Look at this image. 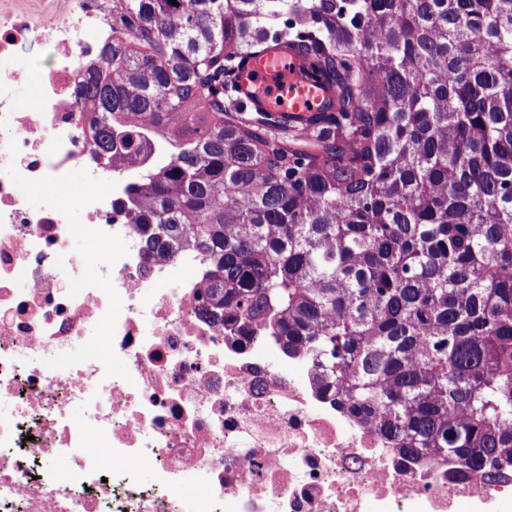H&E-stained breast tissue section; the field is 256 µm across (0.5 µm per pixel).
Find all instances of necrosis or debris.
I'll use <instances>...</instances> for the list:
<instances>
[{"label": "necrosis or debris", "mask_w": 512, "mask_h": 512, "mask_svg": "<svg viewBox=\"0 0 512 512\" xmlns=\"http://www.w3.org/2000/svg\"><path fill=\"white\" fill-rule=\"evenodd\" d=\"M111 0H0V512H501L512 475L398 454L206 318L202 256L146 259L128 173L87 143L74 75ZM48 64L30 105L21 76ZM86 190L73 192L76 175ZM51 191L32 207L26 193ZM106 242L78 253L77 239Z\"/></svg>", "instance_id": "necrosis-or-debris-1"}]
</instances>
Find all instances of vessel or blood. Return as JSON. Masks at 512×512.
I'll return each instance as SVG.
<instances>
[{"label":"vessel or blood","mask_w":512,"mask_h":512,"mask_svg":"<svg viewBox=\"0 0 512 512\" xmlns=\"http://www.w3.org/2000/svg\"><path fill=\"white\" fill-rule=\"evenodd\" d=\"M239 93L253 109L286 116L305 131L308 118L333 97L330 87L315 81L298 52L283 43L269 44L249 59L239 76Z\"/></svg>","instance_id":"1"}]
</instances>
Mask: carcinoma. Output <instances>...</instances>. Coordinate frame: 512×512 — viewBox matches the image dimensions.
Returning <instances> with one entry per match:
<instances>
[{"label": "carcinoma", "mask_w": 512, "mask_h": 512, "mask_svg": "<svg viewBox=\"0 0 512 512\" xmlns=\"http://www.w3.org/2000/svg\"><path fill=\"white\" fill-rule=\"evenodd\" d=\"M274 42L335 91L305 137L237 102ZM77 93L212 318L396 451L512 471V0H112Z\"/></svg>", "instance_id": "cac0c4a2"}]
</instances>
